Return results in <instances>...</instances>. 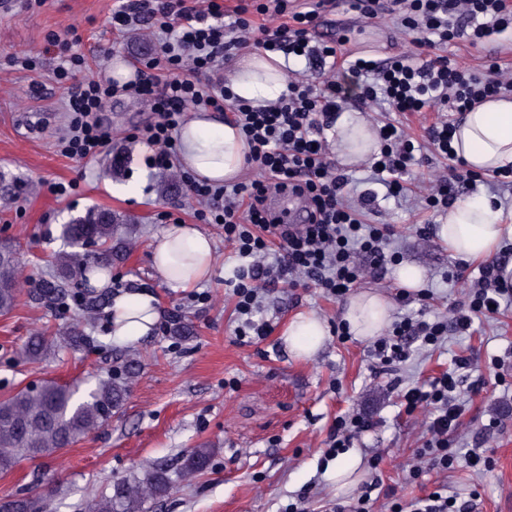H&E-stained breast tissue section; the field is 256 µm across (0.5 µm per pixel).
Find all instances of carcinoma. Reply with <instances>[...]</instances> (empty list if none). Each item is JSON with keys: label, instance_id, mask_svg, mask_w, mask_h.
Masks as SVG:
<instances>
[{"label": "carcinoma", "instance_id": "cac0c4a2", "mask_svg": "<svg viewBox=\"0 0 512 512\" xmlns=\"http://www.w3.org/2000/svg\"><path fill=\"white\" fill-rule=\"evenodd\" d=\"M128 218L108 210L91 211L62 225L64 249L53 256L58 277L41 283L39 294L47 300L62 298L64 284L83 277L94 266H108L123 259L127 242L122 229ZM20 259L7 243H0V314L16 305ZM86 343L81 322L63 332H36L23 346L29 361H41L68 348ZM75 391L51 378L33 388H22L0 400V472H8L22 460L46 457L77 443L107 424L128 396L124 383L102 381L79 401ZM209 451L197 448L182 462L184 476L205 469ZM173 482L162 464H150L112 483L111 493L92 499L89 512H148V503L171 492ZM0 512H41L40 497L26 494L0 500Z\"/></svg>", "mask_w": 512, "mask_h": 512}]
</instances>
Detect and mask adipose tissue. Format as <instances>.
<instances>
[{
    "mask_svg": "<svg viewBox=\"0 0 512 512\" xmlns=\"http://www.w3.org/2000/svg\"><path fill=\"white\" fill-rule=\"evenodd\" d=\"M280 55H252L229 76L228 87L237 97L262 107L284 90L286 75ZM180 160L201 180L221 185L239 173L246 144L240 129L211 112L190 113L178 130ZM452 145L468 168L495 172L512 168V95L490 100L467 112L453 134ZM377 149L376 135L363 120L341 117L336 125V151L345 163H354ZM451 252L464 260L492 256L504 240H512V220L486 198L455 203L438 231ZM212 239L194 224H172L156 238L153 264L158 275L176 288H192L214 268ZM158 320L153 298L146 293L115 297L108 311L111 335L136 340L149 335ZM343 320L353 336H379L391 320V306L382 296L352 295ZM288 344L296 355L318 351L326 336L324 322L311 314L298 315L288 327Z\"/></svg>",
    "mask_w": 512,
    "mask_h": 512,
    "instance_id": "ef3b65f1",
    "label": "adipose tissue"
}]
</instances>
